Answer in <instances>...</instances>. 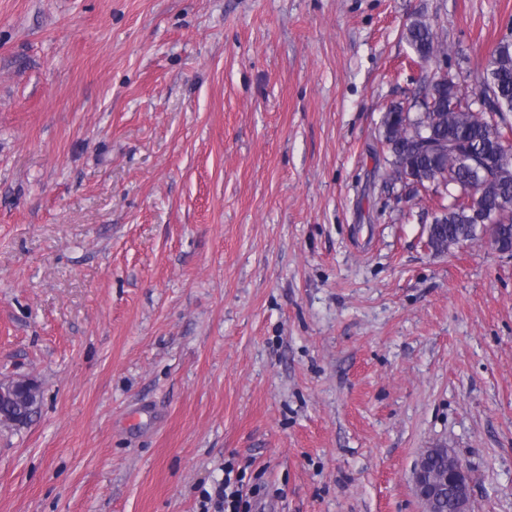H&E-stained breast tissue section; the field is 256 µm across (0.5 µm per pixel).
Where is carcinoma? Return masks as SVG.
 <instances>
[{"label":"carcinoma","instance_id":"carcinoma-1","mask_svg":"<svg viewBox=\"0 0 512 512\" xmlns=\"http://www.w3.org/2000/svg\"><path fill=\"white\" fill-rule=\"evenodd\" d=\"M404 35L416 56L435 62L436 69L421 71V95L393 103L382 114L380 149L373 154L384 162L385 181L400 180L398 161L403 157L431 172V185L408 197L426 201L439 212L429 242L438 255L484 232L512 240V164L489 177L483 172L484 154L500 148L501 130L512 112V40L498 43L480 77L479 91L466 95L455 77L442 73L448 45L430 23L416 18L405 25ZM482 185L495 219V226L484 232L470 217L472 191ZM36 403L37 395L19 386L0 399V414L30 419Z\"/></svg>","mask_w":512,"mask_h":512}]
</instances>
